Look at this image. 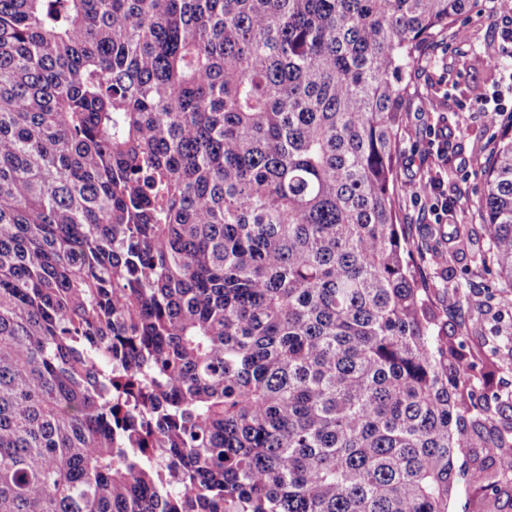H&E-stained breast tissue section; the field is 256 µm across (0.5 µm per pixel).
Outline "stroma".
Wrapping results in <instances>:
<instances>
[{
    "label": "stroma",
    "instance_id": "35a3bbf8",
    "mask_svg": "<svg viewBox=\"0 0 512 512\" xmlns=\"http://www.w3.org/2000/svg\"><path fill=\"white\" fill-rule=\"evenodd\" d=\"M479 16L457 22L454 36L427 49L422 63L406 78L408 98L397 139L396 183L420 175L440 181L445 195L455 203L448 221L438 224L429 203L399 195V221L414 251L437 252L439 260L418 261V278L427 288L435 315L434 333L441 341L460 347L473 367L469 388L475 408H491L501 425L512 426V288L497 265H481L488 248L482 217L475 204L483 183L479 175L459 169L472 154L489 155L501 124L492 123L475 109L476 100L491 94L502 68L488 56L497 29L485 10L490 0H479ZM436 108H429V100ZM452 134L447 160L428 152V142L442 130ZM469 233L457 245L456 232ZM499 348L504 358L493 361L491 350ZM474 467L470 449L457 457L456 491L448 512H478V493L469 480Z\"/></svg>",
    "mask_w": 512,
    "mask_h": 512
}]
</instances>
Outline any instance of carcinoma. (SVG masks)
Segmentation results:
<instances>
[{"instance_id": "cac0c4a2", "label": "carcinoma", "mask_w": 512, "mask_h": 512, "mask_svg": "<svg viewBox=\"0 0 512 512\" xmlns=\"http://www.w3.org/2000/svg\"><path fill=\"white\" fill-rule=\"evenodd\" d=\"M476 0H0V512H448L512 456L437 342L403 74ZM512 282V134L480 170ZM474 467L471 448H464L456 461V491L448 502V512H477L479 510L478 493L469 480Z\"/></svg>"}]
</instances>
